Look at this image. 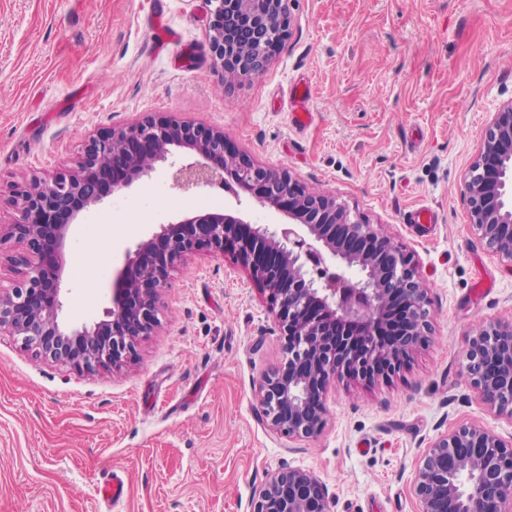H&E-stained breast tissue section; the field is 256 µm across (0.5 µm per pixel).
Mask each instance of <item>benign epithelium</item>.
<instances>
[{"label":"benign epithelium","mask_w":512,"mask_h":512,"mask_svg":"<svg viewBox=\"0 0 512 512\" xmlns=\"http://www.w3.org/2000/svg\"><path fill=\"white\" fill-rule=\"evenodd\" d=\"M292 0H206L210 49L225 80L264 70L291 35ZM262 34L254 47L244 33ZM166 165L176 187L239 191L288 222L252 227L232 210L183 214L127 250L112 306L88 326L61 320L63 256L73 224L112 193ZM461 195L469 225L489 252L512 263V101L494 113L465 173ZM11 272L19 281L0 292V332L21 338L35 355L78 372L119 370L135 343L158 323L159 290L186 257L231 253L266 294L284 359L255 383L267 426L293 441L326 425L325 394L344 380L395 375L432 335L429 288L414 254L375 231L329 192L309 189L283 168L230 152L224 132L172 117H150L93 137L75 171L16 190ZM403 306V331L390 342L378 330L392 303ZM464 372L498 417L512 419V319L482 323L468 340ZM419 512H512V440L477 424L438 436L418 461ZM326 486L312 472L269 475L251 512H331Z\"/></svg>","instance_id":"benign-epithelium-1"}]
</instances>
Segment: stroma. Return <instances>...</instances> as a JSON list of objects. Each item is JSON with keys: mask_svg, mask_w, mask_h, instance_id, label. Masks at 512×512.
Masks as SVG:
<instances>
[{"mask_svg": "<svg viewBox=\"0 0 512 512\" xmlns=\"http://www.w3.org/2000/svg\"><path fill=\"white\" fill-rule=\"evenodd\" d=\"M290 12L266 70L228 82L204 0H0V225L14 187L73 170L87 136L148 116L203 123L412 251L430 344L390 379L331 388L322 433L289 441L254 387L282 357L265 296L232 256H190L120 371L80 373L0 333V512H249L288 467L317 475L333 512H418L431 440L463 423L512 437L461 369L472 330L512 317V269L474 235L459 191L487 121L512 101V0H292ZM300 81L303 128L291 120ZM207 193L182 192L161 166L91 208L65 252L64 317L101 318L126 250ZM421 205L436 223L408 224ZM95 236L78 279L79 245ZM116 472L124 494L104 502Z\"/></svg>", "mask_w": 512, "mask_h": 512, "instance_id": "obj_1", "label": "stroma"}]
</instances>
